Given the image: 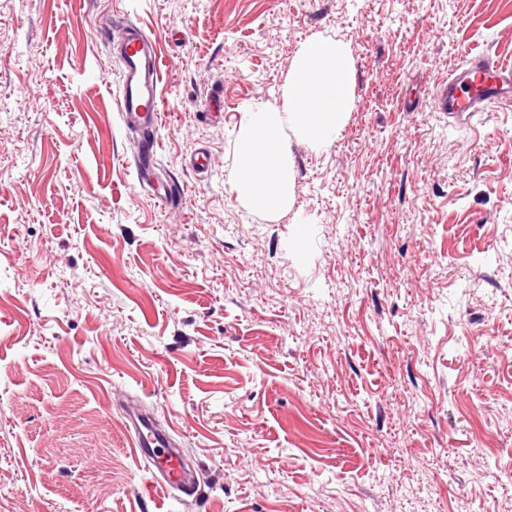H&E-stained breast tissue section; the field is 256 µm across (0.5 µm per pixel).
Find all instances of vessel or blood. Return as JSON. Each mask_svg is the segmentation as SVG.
<instances>
[{
    "label": "vessel or blood",
    "mask_w": 512,
    "mask_h": 512,
    "mask_svg": "<svg viewBox=\"0 0 512 512\" xmlns=\"http://www.w3.org/2000/svg\"><path fill=\"white\" fill-rule=\"evenodd\" d=\"M159 44L156 34L136 24H126L119 47L121 71L117 95L126 126L148 131L161 123ZM466 60V66L451 67L447 84L437 94L441 111L471 116L512 101V65L486 54H470ZM125 419L134 453L152 466L151 490L177 502L193 495L196 477L184 468L180 448L158 427L153 415L130 407Z\"/></svg>",
    "instance_id": "obj_1"
}]
</instances>
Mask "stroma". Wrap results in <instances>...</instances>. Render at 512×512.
Returning a JSON list of instances; mask_svg holds the SVG:
<instances>
[{"instance_id": "stroma-1", "label": "stroma", "mask_w": 512, "mask_h": 512, "mask_svg": "<svg viewBox=\"0 0 512 512\" xmlns=\"http://www.w3.org/2000/svg\"><path fill=\"white\" fill-rule=\"evenodd\" d=\"M121 18L160 37L169 202ZM312 38L353 108L248 208L245 115ZM467 52L512 64L507 0H0V512H154L130 404L195 470L176 512H512V103L439 110Z\"/></svg>"}]
</instances>
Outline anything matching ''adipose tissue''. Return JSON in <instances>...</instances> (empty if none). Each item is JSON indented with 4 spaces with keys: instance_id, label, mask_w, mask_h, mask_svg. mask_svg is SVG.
Masks as SVG:
<instances>
[{
    "instance_id": "obj_1",
    "label": "adipose tissue",
    "mask_w": 512,
    "mask_h": 512,
    "mask_svg": "<svg viewBox=\"0 0 512 512\" xmlns=\"http://www.w3.org/2000/svg\"><path fill=\"white\" fill-rule=\"evenodd\" d=\"M352 58L341 44L307 41L288 77V110L250 112L238 138L234 185L254 209L279 211L288 204L292 173L284 127L319 146L333 138L352 105Z\"/></svg>"
}]
</instances>
